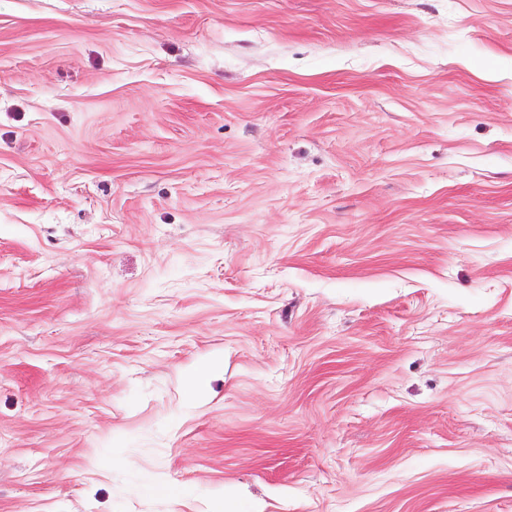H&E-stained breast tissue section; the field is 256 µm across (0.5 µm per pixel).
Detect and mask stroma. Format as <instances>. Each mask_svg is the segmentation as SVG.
Masks as SVG:
<instances>
[{
    "mask_svg": "<svg viewBox=\"0 0 512 512\" xmlns=\"http://www.w3.org/2000/svg\"><path fill=\"white\" fill-rule=\"evenodd\" d=\"M227 494L512 512V0H0V512Z\"/></svg>",
    "mask_w": 512,
    "mask_h": 512,
    "instance_id": "1",
    "label": "stroma"
}]
</instances>
